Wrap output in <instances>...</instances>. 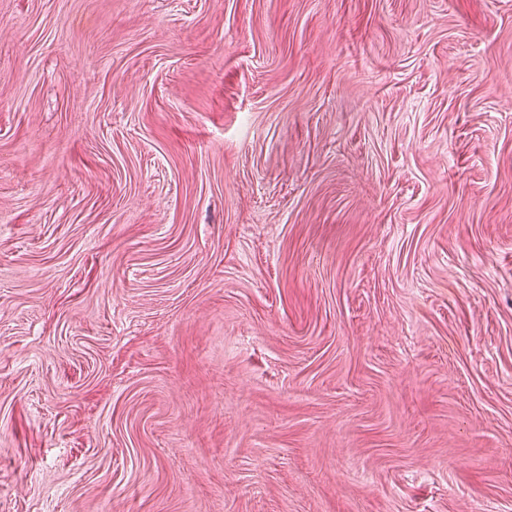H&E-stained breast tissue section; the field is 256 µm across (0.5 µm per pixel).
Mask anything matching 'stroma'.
<instances>
[{"mask_svg": "<svg viewBox=\"0 0 512 512\" xmlns=\"http://www.w3.org/2000/svg\"><path fill=\"white\" fill-rule=\"evenodd\" d=\"M0 512H512V0H0Z\"/></svg>", "mask_w": 512, "mask_h": 512, "instance_id": "1", "label": "stroma"}]
</instances>
